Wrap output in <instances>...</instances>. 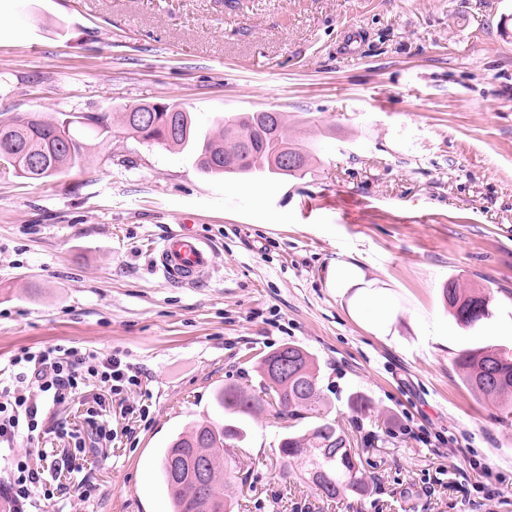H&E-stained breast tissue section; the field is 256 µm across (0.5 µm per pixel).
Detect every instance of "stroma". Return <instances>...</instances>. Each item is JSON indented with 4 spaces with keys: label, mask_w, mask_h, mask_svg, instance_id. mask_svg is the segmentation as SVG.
I'll list each match as a JSON object with an SVG mask.
<instances>
[{
    "label": "stroma",
    "mask_w": 512,
    "mask_h": 512,
    "mask_svg": "<svg viewBox=\"0 0 512 512\" xmlns=\"http://www.w3.org/2000/svg\"><path fill=\"white\" fill-rule=\"evenodd\" d=\"M174 103L204 128L288 115L317 160L297 177L215 175L191 151L113 129L48 182L0 167V362L23 347L120 353L141 385L86 422L98 388L46 407L49 457L79 432L90 498L67 512H171L160 455L210 417L217 388L258 385L282 345L320 367L374 480L326 500L281 464L307 423L249 422L238 512H512V414L470 391L460 350L512 354V0H0V118ZM214 248L194 287L152 270L182 221ZM355 262L392 306L385 335L327 285ZM489 299L459 325L449 280ZM367 399L352 413L353 397Z\"/></svg>",
    "instance_id": "stroma-1"
}]
</instances>
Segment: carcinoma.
<instances>
[{"label": "carcinoma", "instance_id": "obj_1", "mask_svg": "<svg viewBox=\"0 0 512 512\" xmlns=\"http://www.w3.org/2000/svg\"><path fill=\"white\" fill-rule=\"evenodd\" d=\"M116 124L145 143L191 148L197 166L206 173L296 177L316 160L314 150L296 146L288 136V115L283 112L227 113L213 129L201 133L186 108L154 103L144 123L132 120L124 108L112 114L72 112L62 119L42 112L0 119V166L11 167L30 181L46 182L81 161L84 143L76 136L78 129L91 128L103 136ZM251 129L259 135L245 144L241 136ZM286 145L297 151L298 163H281L279 152ZM443 295L464 327L474 328L489 316L486 298L454 281L443 288ZM281 355L294 363L286 377L273 371L272 360ZM457 365L467 387L512 413L511 357L493 347L464 350ZM257 373L255 392L231 385L216 392L214 402L224 413V424L207 418L194 421L163 451L160 477L173 512H233L235 501L224 494V482L235 473L237 450L248 437L247 419L266 404L280 418L317 415L307 429L281 437L278 454L284 464L300 463L305 481L327 499L369 494L370 477L358 449L340 425L321 414L327 402L319 389V366L311 354L285 344L259 359Z\"/></svg>", "mask_w": 512, "mask_h": 512}]
</instances>
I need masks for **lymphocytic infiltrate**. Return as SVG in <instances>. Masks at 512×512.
Instances as JSON below:
<instances>
[{"label":"lymphocytic infiltrate","instance_id":"1","mask_svg":"<svg viewBox=\"0 0 512 512\" xmlns=\"http://www.w3.org/2000/svg\"><path fill=\"white\" fill-rule=\"evenodd\" d=\"M92 382L105 393L87 408L86 420L97 437L107 441L111 434L100 422L106 396H120L140 384L137 372L119 354L56 344L38 350L21 348L0 365V497L8 512H30L39 500L62 501L60 468L82 472L75 458L85 450L81 436H73L75 452L60 463L48 461L38 443L48 432L44 407L80 395ZM22 442L27 445L23 451L18 448Z\"/></svg>","mask_w":512,"mask_h":512}]
</instances>
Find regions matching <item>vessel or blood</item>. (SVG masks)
<instances>
[{
  "mask_svg": "<svg viewBox=\"0 0 512 512\" xmlns=\"http://www.w3.org/2000/svg\"><path fill=\"white\" fill-rule=\"evenodd\" d=\"M153 251V271L168 283L191 287L210 274L212 248L205 238L188 228L169 231Z\"/></svg>",
  "mask_w": 512,
  "mask_h": 512,
  "instance_id": "b4317fda",
  "label": "vessel or blood"
}]
</instances>
